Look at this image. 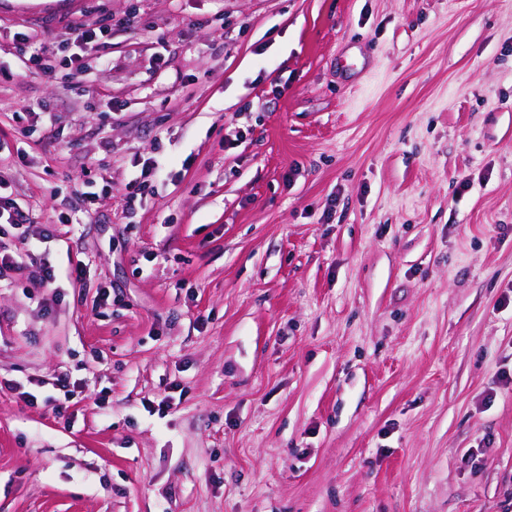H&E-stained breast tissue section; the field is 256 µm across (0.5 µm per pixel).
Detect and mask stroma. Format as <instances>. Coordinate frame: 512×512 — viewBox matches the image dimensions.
Instances as JSON below:
<instances>
[{"mask_svg": "<svg viewBox=\"0 0 512 512\" xmlns=\"http://www.w3.org/2000/svg\"><path fill=\"white\" fill-rule=\"evenodd\" d=\"M0 197V512H512V0H0ZM7 212L6 218L8 224H12L15 229H22L27 223L25 213L15 206H7L3 208L0 205V218ZM29 226H25L19 233L15 250L12 253L0 252V273L4 270H22L26 272L27 278L31 281L35 288H50L56 280L55 270L51 265L38 259L33 252L31 242L29 240Z\"/></svg>", "mask_w": 512, "mask_h": 512, "instance_id": "35a3bbf8", "label": "stroma"}]
</instances>
